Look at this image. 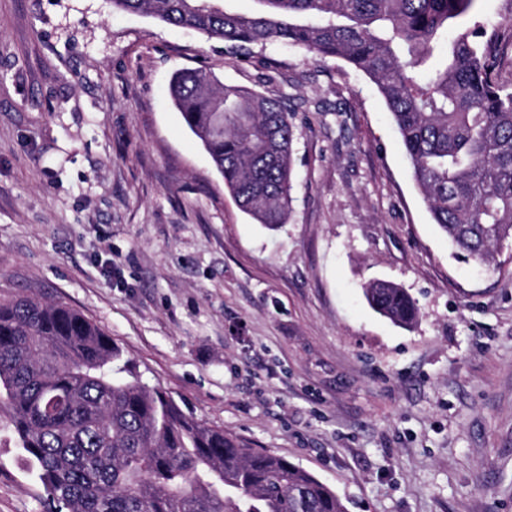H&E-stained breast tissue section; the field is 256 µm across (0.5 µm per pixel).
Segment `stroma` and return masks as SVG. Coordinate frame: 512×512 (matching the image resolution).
Returning <instances> with one entry per match:
<instances>
[{"label":"stroma","mask_w":512,"mask_h":512,"mask_svg":"<svg viewBox=\"0 0 512 512\" xmlns=\"http://www.w3.org/2000/svg\"><path fill=\"white\" fill-rule=\"evenodd\" d=\"M512 0L470 16L512 79ZM284 99L291 210L244 213L172 75ZM419 316L373 311L365 283ZM63 301L186 414L310 471L348 512H512V260L458 258L376 85L109 0H0V297ZM0 411V512L46 493ZM363 296L374 311L396 325L411 327L417 320L415 300L392 282H370L364 286Z\"/></svg>","instance_id":"obj_1"}]
</instances>
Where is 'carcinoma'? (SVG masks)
I'll return each instance as SVG.
<instances>
[{
    "mask_svg": "<svg viewBox=\"0 0 512 512\" xmlns=\"http://www.w3.org/2000/svg\"><path fill=\"white\" fill-rule=\"evenodd\" d=\"M476 0H112L239 46L283 43L337 57L383 95L414 179L463 258L495 262L512 243V83L491 78ZM173 103L239 207L267 227L291 204L293 125L283 101L193 69ZM368 305L412 326L415 300L392 282ZM0 407L39 471L47 512H346L330 486L288 459L246 447L143 384L102 329L64 302L0 298Z\"/></svg>",
    "mask_w": 512,
    "mask_h": 512,
    "instance_id": "cac0c4a2",
    "label": "carcinoma"
}]
</instances>
